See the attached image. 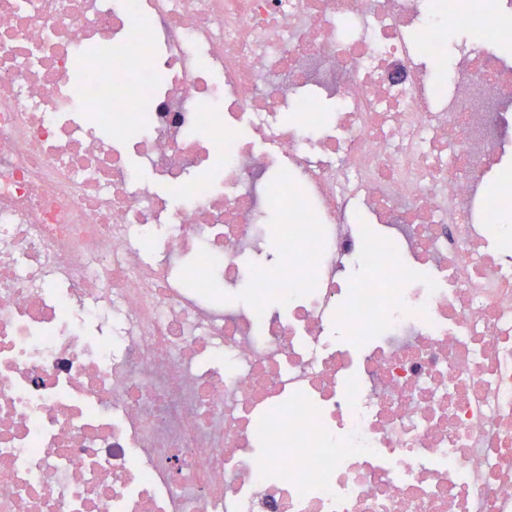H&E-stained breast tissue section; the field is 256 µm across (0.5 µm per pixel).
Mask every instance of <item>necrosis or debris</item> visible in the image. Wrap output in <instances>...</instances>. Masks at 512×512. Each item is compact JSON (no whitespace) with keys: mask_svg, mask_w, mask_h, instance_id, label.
<instances>
[{"mask_svg":"<svg viewBox=\"0 0 512 512\" xmlns=\"http://www.w3.org/2000/svg\"><path fill=\"white\" fill-rule=\"evenodd\" d=\"M452 23L496 43L438 76ZM510 45L512 0H0V512H512Z\"/></svg>","mask_w":512,"mask_h":512,"instance_id":"4bbe7bcc","label":"necrosis or debris"}]
</instances>
